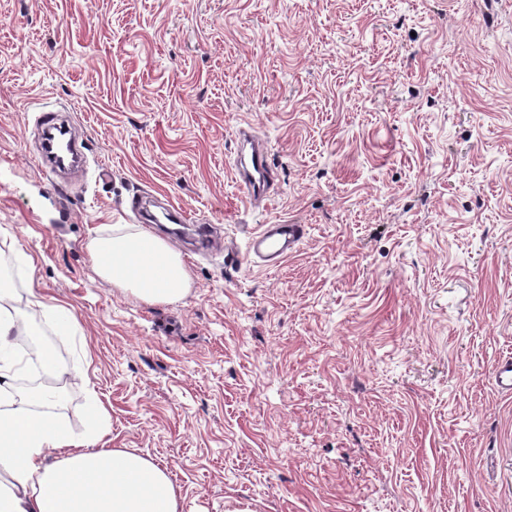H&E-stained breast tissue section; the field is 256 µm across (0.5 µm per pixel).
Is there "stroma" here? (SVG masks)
Returning a JSON list of instances; mask_svg holds the SVG:
<instances>
[{
    "label": "stroma",
    "instance_id": "1",
    "mask_svg": "<svg viewBox=\"0 0 512 512\" xmlns=\"http://www.w3.org/2000/svg\"><path fill=\"white\" fill-rule=\"evenodd\" d=\"M66 106L87 167L36 159ZM270 144L255 209L235 129ZM190 213L166 236L187 295L98 278L88 244L133 196ZM305 227L284 265L225 256ZM78 325L55 413L149 455L181 512H506L512 393V0H0V259ZM107 430L92 431V405Z\"/></svg>",
    "mask_w": 512,
    "mask_h": 512
}]
</instances>
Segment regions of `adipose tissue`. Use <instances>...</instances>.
I'll use <instances>...</instances> for the list:
<instances>
[{"label": "adipose tissue", "instance_id": "obj_1", "mask_svg": "<svg viewBox=\"0 0 512 512\" xmlns=\"http://www.w3.org/2000/svg\"><path fill=\"white\" fill-rule=\"evenodd\" d=\"M95 273L150 303H167L189 287L186 261L157 235L113 225L89 243ZM0 289V512H179L166 470L121 448H84L53 411L57 393L13 392L14 362L3 357L14 333L40 332L48 305L31 299L8 311Z\"/></svg>", "mask_w": 512, "mask_h": 512}]
</instances>
